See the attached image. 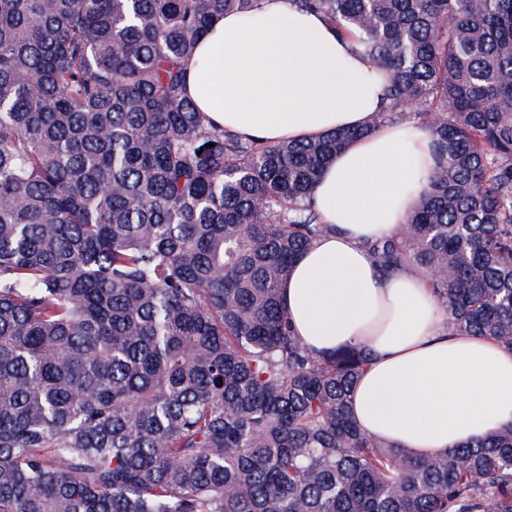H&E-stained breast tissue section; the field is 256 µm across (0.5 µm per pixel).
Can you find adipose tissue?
<instances>
[{
    "label": "adipose tissue",
    "mask_w": 512,
    "mask_h": 512,
    "mask_svg": "<svg viewBox=\"0 0 512 512\" xmlns=\"http://www.w3.org/2000/svg\"><path fill=\"white\" fill-rule=\"evenodd\" d=\"M187 92L218 126L260 142L308 141L360 128L385 105L384 69L296 0H259L218 18L187 60ZM429 135L406 122L354 139L325 167L313 201L333 232L293 265L289 321L313 351L364 349L352 391L359 428L415 456L512 425V348L449 333L412 269L378 270L369 246L392 236L434 172Z\"/></svg>",
    "instance_id": "1"
}]
</instances>
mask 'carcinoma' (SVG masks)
<instances>
[{
    "instance_id": "cac0c4a2",
    "label": "carcinoma",
    "mask_w": 512,
    "mask_h": 512,
    "mask_svg": "<svg viewBox=\"0 0 512 512\" xmlns=\"http://www.w3.org/2000/svg\"><path fill=\"white\" fill-rule=\"evenodd\" d=\"M258 0H0V512H512V426L414 457L363 433L356 347L307 350L282 285L312 191L412 112L431 188L383 271L512 347V0H297L388 72L361 129L244 139L184 61Z\"/></svg>"
}]
</instances>
